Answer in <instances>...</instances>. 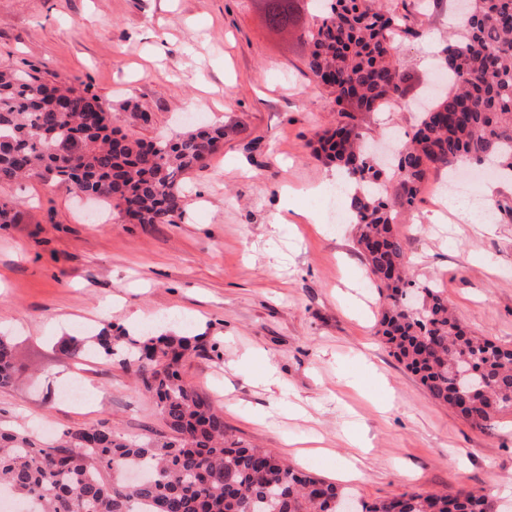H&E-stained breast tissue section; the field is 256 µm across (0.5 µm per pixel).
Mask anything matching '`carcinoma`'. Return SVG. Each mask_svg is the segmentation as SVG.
<instances>
[{"label": "carcinoma", "instance_id": "obj_1", "mask_svg": "<svg viewBox=\"0 0 512 512\" xmlns=\"http://www.w3.org/2000/svg\"><path fill=\"white\" fill-rule=\"evenodd\" d=\"M265 25L288 33L308 11L303 63L311 83L333 97L336 127L315 133V156L356 185L348 208L358 250L384 299L382 334L393 355L429 396L484 427L512 412V347L468 332L439 288H416L404 240L386 201H418L430 171L486 165L512 175V0H465L466 14L441 49L448 91L422 113L393 150L390 166L364 148L357 113L398 105L406 78L401 44L423 38L400 10L405 0H257ZM224 144V127L189 130L148 142L112 128V113L87 89L50 84L0 67V182L31 177L64 182L122 208L138 224H173L186 207L185 175ZM19 204L0 202V224H15ZM189 332L95 336L96 352L132 371L151 393L173 439L129 440L107 425L71 429L58 445L0 430V490L34 512H339L333 482L295 468L264 448L246 446L224 413L177 368L198 347ZM71 360L82 340L60 342ZM13 347L0 336V386L11 379ZM473 362L485 388L464 390L457 365ZM362 512H493L482 489L453 496L406 492L361 505Z\"/></svg>", "mask_w": 512, "mask_h": 512}]
</instances>
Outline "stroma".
Returning a JSON list of instances; mask_svg holds the SVG:
<instances>
[{"label": "stroma", "instance_id": "stroma-1", "mask_svg": "<svg viewBox=\"0 0 512 512\" xmlns=\"http://www.w3.org/2000/svg\"><path fill=\"white\" fill-rule=\"evenodd\" d=\"M453 9L438 0L423 18L428 41L403 45L405 105L363 114L368 140L412 132L408 104L432 83L431 46L447 42ZM303 59L297 35L267 30L254 0H0V65L89 86L132 139L192 125L225 132L207 168L188 174L173 224L135 223L64 183H0V199L21 202L18 223L0 226V334L15 355L0 428L21 423L47 443L103 422L133 440L170 438L131 371L96 355L67 359L59 342L80 326L94 336L106 325L116 335L190 325L203 341L180 370L243 443L332 482L349 435L364 436V478L345 487L358 502L469 487L512 512V413L478 427L428 395L380 331L383 300L353 225L308 194L335 171L310 142L336 114ZM447 182V171L431 172L412 211L388 196L412 273L443 289L474 334L512 346V183L499 182L502 210L488 228L426 222ZM286 187L298 197L281 224ZM271 366L275 387L263 380ZM76 380L89 394L80 405L64 394Z\"/></svg>", "mask_w": 512, "mask_h": 512}]
</instances>
